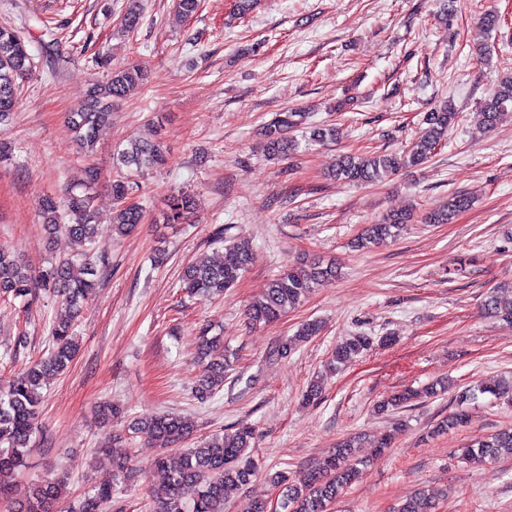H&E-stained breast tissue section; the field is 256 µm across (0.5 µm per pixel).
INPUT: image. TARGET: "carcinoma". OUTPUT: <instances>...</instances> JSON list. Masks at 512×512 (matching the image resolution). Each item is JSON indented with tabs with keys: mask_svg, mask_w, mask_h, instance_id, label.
<instances>
[{
	"mask_svg": "<svg viewBox=\"0 0 512 512\" xmlns=\"http://www.w3.org/2000/svg\"><path fill=\"white\" fill-rule=\"evenodd\" d=\"M141 18L140 5L130 0L120 23L122 29L133 32ZM32 72V56L24 36L12 29L0 28V124L9 120L18 100L23 82ZM146 75L136 66L112 68L106 79L95 82L88 90L85 103L70 113L69 123L76 140L86 154L93 153L103 130L112 124V105L125 98L143 84ZM512 114V74L501 77L482 103L481 116L488 128L497 126ZM305 113L285 110L261 128L266 153L270 157L285 158L297 148L290 131L303 123ZM457 112L451 102L427 114L426 127L418 134L410 148L402 153H372L370 155H342L332 169V176L353 184H369L389 177L406 167L427 163L437 147L448 138V130L455 124ZM166 149L159 141L130 140L116 150L114 166L119 171L141 173L166 162ZM98 171L84 169V177L73 185L65 198L44 196L39 202L38 215L50 233L60 231L79 246L93 241L97 211L94 205ZM137 184L125 176L112 181L114 203L113 226L120 235L133 232L143 222V210L130 201ZM471 203L469 196L453 193L448 202L437 210L417 212L400 210L390 212L376 224L366 225L353 239L357 248L368 249L396 239L405 225L420 221L424 224H448ZM194 196L186 191L171 194L166 201L163 223L186 224L193 215ZM68 221H63V217ZM250 263L248 248L238 243L224 246L219 261L200 258L187 264L181 274L182 288L191 295L204 298L220 296L232 287L246 272ZM97 264L86 262L76 269L68 260L55 263L44 274L35 277L8 252L0 249V298H26L42 289L63 300L69 317L56 322L51 329L52 346L23 372L0 385V496L9 490V479L22 466L33 435L36 432L41 390L45 380L67 369L77 351L74 322L97 283ZM338 277L334 263L313 260L304 267L290 268L268 284L261 295L247 308L252 325L270 324L289 310L296 308L315 285ZM483 310L487 315L512 324V301L502 302L495 293L486 296ZM317 320L302 323L296 333L279 344L275 356L287 357L295 347L319 335ZM201 374L195 396L204 400L224 387V379L232 370L231 354L224 352L223 333L212 332L203 326L197 336ZM374 338L359 333L336 344L333 360L344 364L357 355L372 349ZM446 389L444 381H436L417 391L405 388L377 405L381 413L409 406L422 396L436 397ZM481 396L495 400L512 396V377L483 381L458 392L457 409L437 422L431 436H440L463 427L468 422L467 405ZM164 445L154 459L152 468L165 479V495L153 504V512H224L226 491L232 486H246L259 470L250 456L255 432L252 426L241 424L228 434H215L194 448H180L178 444L192 436L194 425L190 419L163 413L134 424ZM355 440L346 438L318 466L300 472L291 479L284 472L268 475L269 481L280 490V508L283 512H328V506L352 485L361 472L360 462L354 458ZM112 457L121 472L129 469L123 436L112 435ZM463 459L487 464L512 457V428L477 438L460 448ZM63 484L48 479L35 484L28 496L13 502L10 512H57L62 499ZM442 493L428 488L420 489L406 499L394 512H436ZM112 500V480L98 482L78 507L70 512H102L103 505Z\"/></svg>",
	"mask_w": 512,
	"mask_h": 512,
	"instance_id": "obj_1",
	"label": "carcinoma"
}]
</instances>
